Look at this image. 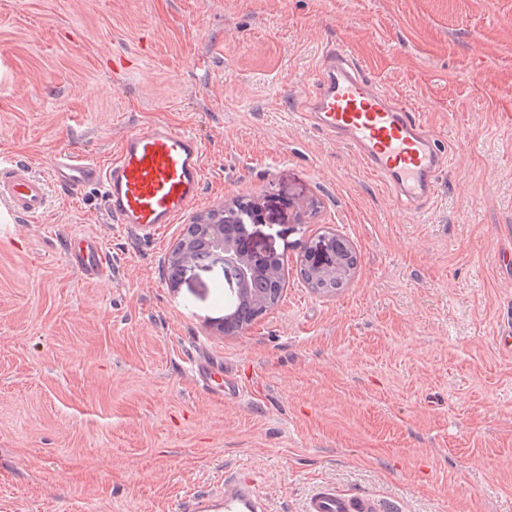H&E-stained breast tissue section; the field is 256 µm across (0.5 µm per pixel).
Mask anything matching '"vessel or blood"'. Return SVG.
<instances>
[{"label": "vessel or blood", "instance_id": "obj_1", "mask_svg": "<svg viewBox=\"0 0 512 512\" xmlns=\"http://www.w3.org/2000/svg\"><path fill=\"white\" fill-rule=\"evenodd\" d=\"M314 86L304 120L355 150L400 203L419 206L434 198L448 154L420 113L379 87L342 47L323 52ZM203 156L195 135L156 122L126 133L106 163L61 148L43 160L42 172L32 173L19 170L5 157L0 159V211L39 223L49 210L51 186L75 193L99 183L111 221L152 235L175 223L201 195ZM66 254L85 279L97 280L107 273L106 254L93 238L69 239ZM189 364L199 385L212 396L221 399L235 393V385L224 377L223 364L201 352ZM178 507L179 512H270L256 478L241 470L225 472L213 487L184 496ZM302 512L385 509L375 497L349 494L325 483L309 494Z\"/></svg>", "mask_w": 512, "mask_h": 512}]
</instances>
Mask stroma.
Returning a JSON list of instances; mask_svg holds the SVG:
<instances>
[{
    "label": "stroma",
    "mask_w": 512,
    "mask_h": 512,
    "mask_svg": "<svg viewBox=\"0 0 512 512\" xmlns=\"http://www.w3.org/2000/svg\"><path fill=\"white\" fill-rule=\"evenodd\" d=\"M340 42L453 147L424 207L298 120ZM154 122L203 143L174 224L108 223L92 184L0 234V512H177L242 468L272 512L324 482L399 512H512V0H0V154L104 163ZM241 196L285 286L224 335L222 266L174 288L168 258ZM329 230L358 264L324 294L299 264ZM75 234L99 238L105 279L69 265ZM199 349L239 397L195 384Z\"/></svg>",
    "instance_id": "35a3bbf8"
}]
</instances>
